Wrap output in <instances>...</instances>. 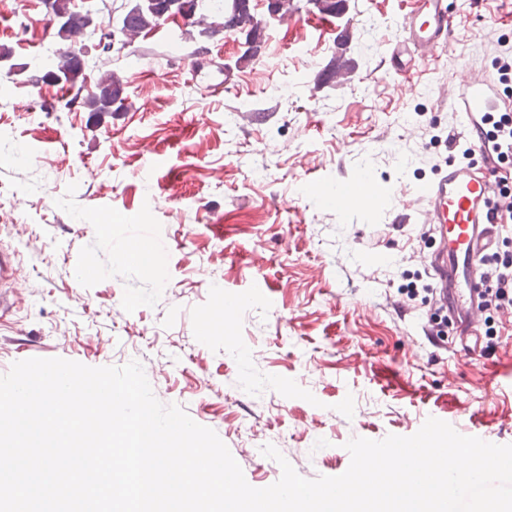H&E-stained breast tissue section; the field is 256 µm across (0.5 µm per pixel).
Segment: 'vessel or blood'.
<instances>
[{
  "label": "vessel or blood",
  "instance_id": "1",
  "mask_svg": "<svg viewBox=\"0 0 512 512\" xmlns=\"http://www.w3.org/2000/svg\"><path fill=\"white\" fill-rule=\"evenodd\" d=\"M400 39L389 56L391 73L411 81L416 64L438 60L454 42V17L445 0H415L400 19ZM458 117L461 135L475 158L469 165L449 164L418 189L425 224L435 237L425 256L435 272L448 316L461 321L463 351L476 350L483 324L478 295L482 289L480 265L498 244L499 221L494 212V191L502 172L485 144L482 117L498 111L503 102L494 78H475L460 70L448 92Z\"/></svg>",
  "mask_w": 512,
  "mask_h": 512
}]
</instances>
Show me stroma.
Returning a JSON list of instances; mask_svg holds the SVG:
<instances>
[{"instance_id":"1","label":"stroma","mask_w":512,"mask_h":512,"mask_svg":"<svg viewBox=\"0 0 512 512\" xmlns=\"http://www.w3.org/2000/svg\"><path fill=\"white\" fill-rule=\"evenodd\" d=\"M141 2L0 0V252L20 281L0 282V375L29 358L139 361L155 397L213 429L253 487L282 474L264 445L298 449L304 478L338 476L349 440L410 436L432 416L512 444V338L460 358L424 336L426 299L406 286L433 280L427 227L400 203L434 158H460L437 91L461 65L496 71L512 14L447 0L454 51L411 89L386 59L413 0H343L330 16L249 0L251 22L231 31L212 13L192 25L178 0L152 31L125 33ZM106 24L121 53L94 49ZM67 25L77 63L29 68ZM339 63L353 71L341 86L328 78ZM8 141L28 163L5 156ZM365 170L363 209L317 199ZM139 243L152 272L126 256ZM228 297L248 300L232 324H204Z\"/></svg>"}]
</instances>
